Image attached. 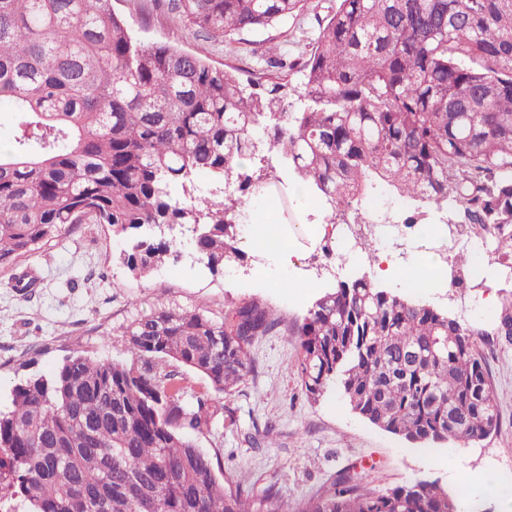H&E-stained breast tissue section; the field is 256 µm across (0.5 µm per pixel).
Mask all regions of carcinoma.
<instances>
[{
  "label": "carcinoma",
  "mask_w": 512,
  "mask_h": 512,
  "mask_svg": "<svg viewBox=\"0 0 512 512\" xmlns=\"http://www.w3.org/2000/svg\"><path fill=\"white\" fill-rule=\"evenodd\" d=\"M306 0H169L216 38L266 30ZM263 85L170 42L145 43L112 0H0V101L18 123L0 150V268L75 224H105L137 277L176 254L152 229L188 227L213 272L242 257L241 194L275 156L336 223L386 190L443 212L482 240L512 283V0H336L310 55L263 59ZM302 75L300 105L288 76ZM236 182L195 196L196 174ZM466 283L470 257H452ZM279 325L245 301H200L123 327L128 359L66 358L0 401L3 512H288L275 485L219 476L195 439L254 370L250 350ZM307 399L334 385L372 425L420 445L468 444L497 429L499 402L475 347L482 332L364 274L296 322ZM185 367L210 390L187 394ZM434 482L364 491L346 475L297 512H448Z\"/></svg>",
  "instance_id": "carcinoma-1"
}]
</instances>
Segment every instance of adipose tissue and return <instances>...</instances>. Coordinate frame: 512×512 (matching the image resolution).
Returning <instances> with one entry per match:
<instances>
[{"label":"adipose tissue","instance_id":"1","mask_svg":"<svg viewBox=\"0 0 512 512\" xmlns=\"http://www.w3.org/2000/svg\"><path fill=\"white\" fill-rule=\"evenodd\" d=\"M443 233L438 225L424 224L419 230L421 252L417 261L401 269L393 268L384 254H377L374 269L379 277L396 281L400 287L423 292L431 288L441 287L447 276L446 268L435 264L431 251L442 238Z\"/></svg>","mask_w":512,"mask_h":512}]
</instances>
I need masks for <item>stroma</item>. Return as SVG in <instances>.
Wrapping results in <instances>:
<instances>
[{"label": "stroma", "mask_w": 512, "mask_h": 512, "mask_svg": "<svg viewBox=\"0 0 512 512\" xmlns=\"http://www.w3.org/2000/svg\"><path fill=\"white\" fill-rule=\"evenodd\" d=\"M329 4L307 0L297 17L279 27L223 41L184 26L160 0H113L115 11L144 41L177 44L215 65L239 69L258 84L266 83L269 71L257 61L271 45L288 41L296 53H310ZM280 178L270 194L245 197L236 226L244 256L217 273L197 260L189 236L180 234L175 259L134 276L118 261L124 239L103 224L75 225L18 266L0 268V390L35 373L50 374L76 353L126 360L122 326L171 303L190 308L203 301L219 314L254 299L269 306L279 325L254 343V372L224 399L231 413L224 418L223 438L196 440L198 447L217 454L224 473L261 486L275 483L291 505L321 494L346 472L370 491L435 480L455 497L458 512H512L510 501L476 492L464 499L458 489L460 476L477 482L512 468V340L498 331L502 300L512 295V285L432 288L418 296L480 331L475 345L499 398L500 414L498 428L484 440L416 446L359 417L340 392L308 400L291 329L335 281L312 279L307 287L288 290L284 284L297 278V269L269 254L261 268H254L255 227L269 211L276 212L280 234L301 256L319 251L321 236L313 227L324 221L322 202L311 192H297L298 182L288 173ZM27 269L34 270L36 285L25 295L16 280ZM265 427L273 430L272 443H254L256 429Z\"/></svg>", "instance_id": "stroma-1"}]
</instances>
